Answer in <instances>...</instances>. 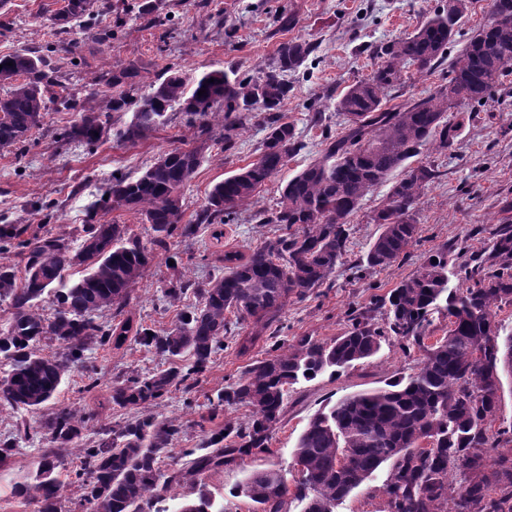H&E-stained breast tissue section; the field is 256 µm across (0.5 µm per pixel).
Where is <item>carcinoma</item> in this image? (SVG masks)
<instances>
[{
    "mask_svg": "<svg viewBox=\"0 0 512 512\" xmlns=\"http://www.w3.org/2000/svg\"><path fill=\"white\" fill-rule=\"evenodd\" d=\"M53 16L57 35L80 28L106 42L123 26L93 29L100 0H63ZM460 8L435 11L414 32L378 45L371 74L347 87L336 102L346 131L325 139L322 153L288 180L277 207L255 215L260 224H277L281 234L248 256L224 254V272L193 281L179 272L168 280L165 296L177 299L195 289L199 304L178 315L169 329L155 330L124 316L134 286L154 259L171 249L175 232L189 238L199 224L225 223L248 206L260 189L303 150L295 127L280 109L288 98V72H295L314 52L305 41L282 44L276 56L255 75L233 69L193 77L169 66L157 82L143 87L133 66L112 64L98 77L85 100L51 66L41 47L0 57V149L22 146L43 124L49 110L79 113V119L57 133L63 144L96 145L111 135L135 143L179 113L195 130L200 145L175 148L158 157L140 176L112 177L101 198L88 210L78 248L63 236L32 229L30 224L0 225V255L16 253L24 266L0 263V302L6 303V326L0 329V360L9 370L0 377V407L33 411L53 399L66 375L85 353L121 347L128 336L148 352L172 363L164 369L112 383L110 402L119 408L154 405L169 393L188 392L197 383L236 321L253 322L240 351L276 336L288 299L303 300L330 287V277L349 251L350 218L362 200L397 170L401 176L380 201L371 220L380 233L362 260L367 270L386 269L407 256L417 240L416 205L440 172L415 160L423 150L445 154L455 145L465 114L462 106L491 96L512 67V0H491L485 24L449 64L448 81L428 95L388 106L404 69L427 73L448 55L471 0ZM133 13L153 26L151 0L129 3ZM206 94L200 96L198 92ZM132 112L116 125L114 114ZM263 116L266 137L258 158L216 182L197 214L185 224L182 190L203 160L214 126L222 129L224 149L235 143L249 116ZM116 208L134 209L151 225L145 245L124 224L105 215ZM461 263L448 271V246L432 252L409 278L377 302L382 323L367 312L351 318V327L328 342L309 336L291 349L273 343L236 383L211 403V417L224 405H245V422H224L205 433L198 447L171 457L182 425L173 419L141 415L123 424L101 423L98 439L87 440L91 417L71 407L57 409L42 428L50 447L42 454L33 482L17 485L13 495L32 498L37 512H62L61 452L79 459L76 475L84 512H167L163 494L189 489L177 512H224L216 507L202 476L225 465L265 453L280 422L288 387L312 380L329 369L345 368L376 355L393 338L421 352L417 370L406 379L377 390L344 397L315 414L295 448L294 498L304 512H335L349 494L384 464L391 465L384 493L388 512H512V458L502 457L487 472L491 452L512 443V423L492 429L502 377L512 376V335L501 336L497 310L512 304V219L489 232L480 253H458ZM81 269L69 281L66 272ZM464 275L465 288H448L449 274ZM51 298L52 311L38 303ZM111 320H99L104 311ZM448 318L445 336L431 345L424 338L433 314ZM56 343L51 355L40 352L44 341ZM189 357V363L178 360ZM458 473V486L450 476ZM288 481L276 469L253 471L246 496L256 512H284Z\"/></svg>",
    "mask_w": 512,
    "mask_h": 512,
    "instance_id": "obj_1",
    "label": "carcinoma"
}]
</instances>
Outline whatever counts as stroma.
I'll return each mask as SVG.
<instances>
[{"label":"stroma","instance_id":"stroma-1","mask_svg":"<svg viewBox=\"0 0 512 512\" xmlns=\"http://www.w3.org/2000/svg\"><path fill=\"white\" fill-rule=\"evenodd\" d=\"M445 0H154L155 14L168 20L176 33L167 52L158 50V32L143 20L127 17L121 38L98 43L75 31L71 44L57 45L51 55L55 68L70 77L77 96L89 92L102 71L113 63L135 65L144 83L159 78L174 65L187 74L236 69L253 72L275 56L281 44L306 41L315 51L298 72L287 76L291 84L283 108L294 124L304 149L263 187L250 205L226 224H202L191 239H175V262L158 254L136 285L125 313L145 326L161 330L175 322L179 312L192 308L196 299L186 293L171 301L163 296L174 268L188 270L205 280L218 274L226 252L249 254L275 239L277 227L257 223L254 214L275 207L281 188L317 157L328 136H340L343 119L335 109L348 86L366 78L375 59L370 49L415 31ZM63 0H0V56L28 46H41L52 38L51 18ZM475 119L464 123L448 154L425 152L423 161L438 165L441 177L431 184L417 206L419 235L405 261L357 277L352 267L364 257L379 227L371 216L389 190L380 185L361 203L350 221L349 251L331 276L330 287L303 300L289 299L284 307L279 340L295 345L308 336L324 342L343 334L352 311H364L402 280L412 275L429 254L446 245L452 251H478L488 230L501 218L503 200H512V72L482 105H474ZM265 137L261 117L240 129L233 149L208 142L204 159L189 190L183 194L186 220H194L211 186L256 159ZM195 145L194 131L180 121L151 132L134 146L104 138L94 148L58 147L51 137L30 140L24 155L0 150V224H39L32 211L36 202H52L51 233L77 240L89 205L98 199L119 172L138 176L160 154L175 147ZM240 336H228L192 392L176 391L150 406L158 418H176L184 432L176 450L197 447L204 433L214 428L209 404L235 383L250 364L266 355L264 342L240 353ZM165 357L147 352L134 341L121 348H99L88 353L83 366L72 369L55 398L27 413L33 433L19 439L15 454L0 468V512H36L34 503L12 494L15 485L33 480L37 462L48 446L38 429L56 408L69 406L91 414L89 428L99 421L123 422L132 409L106 406L98 409L118 377L167 367ZM414 355L396 341L382 344L379 352L335 375H322L291 386L280 424L266 453L207 473L203 481L224 512H252V503L237 490L251 471L276 468L295 478L294 452L309 419L346 396L384 387L389 381L412 374ZM99 385L86 390L88 376ZM388 468L379 469L355 489L336 512H387L384 487Z\"/></svg>","mask_w":512,"mask_h":512}]
</instances>
